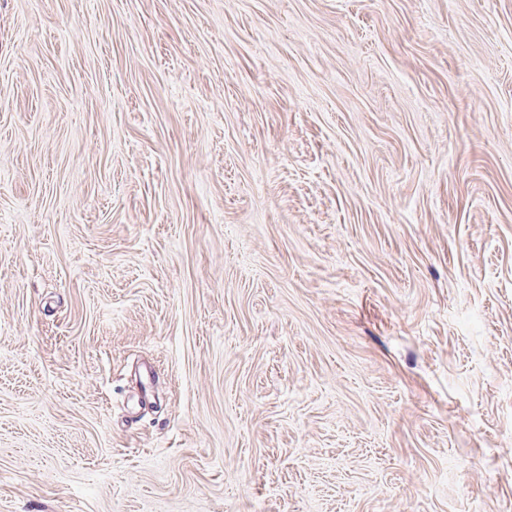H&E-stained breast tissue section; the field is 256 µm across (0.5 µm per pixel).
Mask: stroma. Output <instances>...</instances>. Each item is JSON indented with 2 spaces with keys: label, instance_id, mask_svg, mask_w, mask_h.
<instances>
[{
  "label": "stroma",
  "instance_id": "stroma-1",
  "mask_svg": "<svg viewBox=\"0 0 512 512\" xmlns=\"http://www.w3.org/2000/svg\"><path fill=\"white\" fill-rule=\"evenodd\" d=\"M0 512H512V0H0Z\"/></svg>",
  "mask_w": 512,
  "mask_h": 512
}]
</instances>
